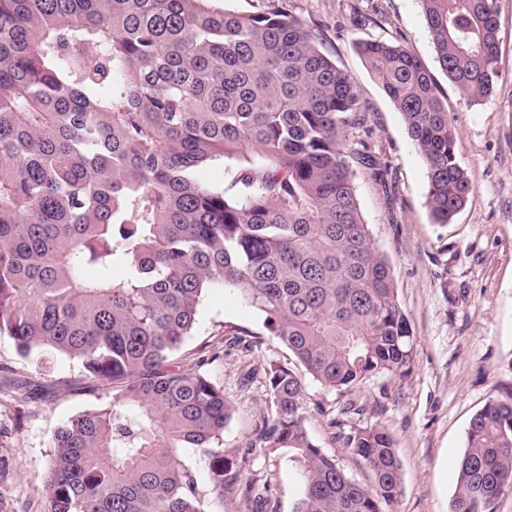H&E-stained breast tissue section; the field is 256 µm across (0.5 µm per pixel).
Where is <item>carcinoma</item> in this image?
<instances>
[{
    "mask_svg": "<svg viewBox=\"0 0 512 512\" xmlns=\"http://www.w3.org/2000/svg\"><path fill=\"white\" fill-rule=\"evenodd\" d=\"M219 2L0 0V332L24 357L63 353L118 385L56 432L52 512H204L183 448L208 457L218 496L277 512L224 470V387L171 369L213 288L236 290L329 390L413 363L353 183V166H376L366 103L299 19ZM422 5L448 82L471 104L491 96L498 0ZM359 51L425 160L431 218L448 223L473 182L438 83L400 43ZM240 158L244 193L194 177ZM265 376L272 412L255 441L301 466L294 512L391 507L401 467L389 433L347 438L374 476L361 485L309 437L299 373L271 364ZM509 485L512 394L471 419L451 512H492Z\"/></svg>",
    "mask_w": 512,
    "mask_h": 512,
    "instance_id": "cac0c4a2",
    "label": "carcinoma"
}]
</instances>
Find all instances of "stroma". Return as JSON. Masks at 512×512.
<instances>
[{"label": "stroma", "mask_w": 512, "mask_h": 512, "mask_svg": "<svg viewBox=\"0 0 512 512\" xmlns=\"http://www.w3.org/2000/svg\"><path fill=\"white\" fill-rule=\"evenodd\" d=\"M225 9L253 15L282 10L312 27L321 50L354 80L365 101L378 167L357 171L360 211L385 256L399 304L413 334L414 363L405 376L378 374L350 397L304 377L305 425L312 440L356 482L371 471L346 443L354 430L384 428L401 465L395 512H451L455 464L471 418L512 390V0H499V70L494 94L468 103L436 59L421 0H223ZM402 43L439 84L452 122L456 157L473 179L465 206L449 223H433L426 165L400 112L357 52L358 42ZM294 367L287 347L269 334L259 311L236 291L216 288L201 301L192 335L176 354L180 371L203 369L233 412L222 448L230 475L269 486L278 512H293L303 492L291 453L251 447L256 426L271 411L262 377L251 368ZM362 415L331 427L344 400ZM112 400V388L88 380L81 364L58 352L21 356L0 334V512H50L44 489L55 431L73 416ZM205 512H249L242 496H216L209 465L194 448L182 451Z\"/></svg>", "instance_id": "stroma-1"}]
</instances>
